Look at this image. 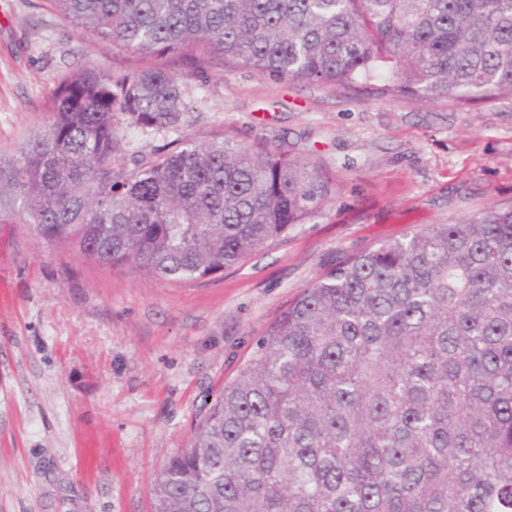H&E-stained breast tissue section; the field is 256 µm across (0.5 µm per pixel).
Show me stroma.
Masks as SVG:
<instances>
[{"label":"stroma","mask_w":512,"mask_h":512,"mask_svg":"<svg viewBox=\"0 0 512 512\" xmlns=\"http://www.w3.org/2000/svg\"><path fill=\"white\" fill-rule=\"evenodd\" d=\"M126 66L46 0H0V149L58 75ZM191 130L314 152L336 199L250 260L188 284L105 270L0 227V512H150L161 466L262 329L323 271L402 234L512 203V96L372 98L243 67L190 77Z\"/></svg>","instance_id":"stroma-1"}]
</instances>
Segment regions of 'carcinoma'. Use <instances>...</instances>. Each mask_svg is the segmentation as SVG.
I'll list each match as a JSON object with an SVG mask.
<instances>
[{"instance_id": "1", "label": "carcinoma", "mask_w": 512, "mask_h": 512, "mask_svg": "<svg viewBox=\"0 0 512 512\" xmlns=\"http://www.w3.org/2000/svg\"><path fill=\"white\" fill-rule=\"evenodd\" d=\"M90 41L163 63L66 70L44 125L0 150V224L103 269L194 282L316 217L311 155L182 134L127 164L126 123L171 132L187 76L463 105L512 94V0H47ZM152 512H512V206L344 260L262 330L151 484Z\"/></svg>"}]
</instances>
